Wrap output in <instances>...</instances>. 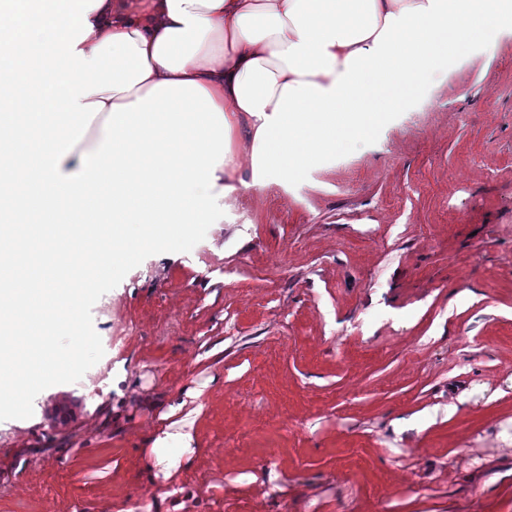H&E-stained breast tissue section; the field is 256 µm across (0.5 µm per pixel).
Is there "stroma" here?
<instances>
[{"label":"stroma","instance_id":"35a3bbf8","mask_svg":"<svg viewBox=\"0 0 512 512\" xmlns=\"http://www.w3.org/2000/svg\"><path fill=\"white\" fill-rule=\"evenodd\" d=\"M103 281L54 329L92 350L0 403V512H147L194 388L182 512H512V36ZM186 405L187 402L184 400L170 409L163 421L173 417L178 419L165 424L150 447V454L155 459L157 468L154 479L159 482L160 488L173 479L183 463L190 460L189 454L194 452V448H191L194 441L192 432L200 407L185 409Z\"/></svg>","mask_w":512,"mask_h":512}]
</instances>
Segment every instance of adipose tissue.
Here are the masks:
<instances>
[{
    "label": "adipose tissue",
    "instance_id": "1",
    "mask_svg": "<svg viewBox=\"0 0 512 512\" xmlns=\"http://www.w3.org/2000/svg\"><path fill=\"white\" fill-rule=\"evenodd\" d=\"M0 281L82 248L26 225L13 180L38 144L45 219L97 193L112 243L125 227L204 224L376 134L403 100L473 46L512 34V0H0ZM25 318L0 329V399L38 377ZM150 447L155 480L189 461L198 409L173 406Z\"/></svg>",
    "mask_w": 512,
    "mask_h": 512
}]
</instances>
